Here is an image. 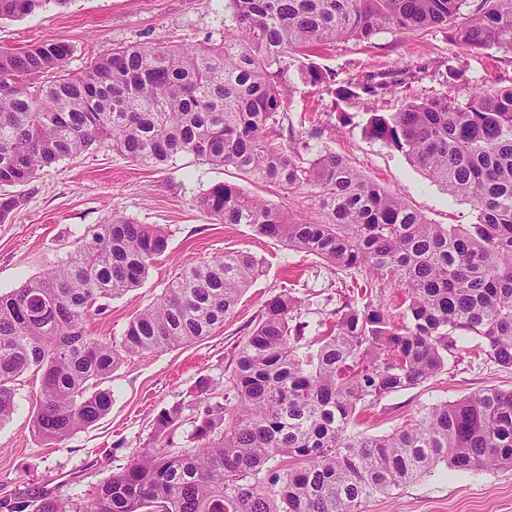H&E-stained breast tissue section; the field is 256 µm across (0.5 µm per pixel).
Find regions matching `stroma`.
<instances>
[{
    "mask_svg": "<svg viewBox=\"0 0 512 512\" xmlns=\"http://www.w3.org/2000/svg\"><path fill=\"white\" fill-rule=\"evenodd\" d=\"M230 22L226 0H68L16 19L0 20V46L17 51L58 39L73 53L72 71L118 47L151 44L199 46L224 37ZM309 63L332 73L337 84L370 73L392 74L393 92L365 96L336 108L325 86L303 80L290 69V96L283 125L290 144L307 160L333 152L368 180L382 186L434 224H470L472 202L449 195L404 153L366 138L362 126L371 110L393 112L406 102L434 96L466 101L477 86L512 84V57L492 50L465 51L449 42L445 29L400 33L380 30L367 40L345 39L312 50ZM460 73L448 77L449 69ZM228 182L299 218L318 222L313 191L283 189L248 180L234 168L209 165L182 155L161 167L141 165L108 148L90 151L40 170L16 187L21 200L13 217L0 223V292L68 261L98 225L119 213L169 233L168 249L145 281L112 300L106 313L91 317L89 332L120 341L137 312L151 304L178 274L201 261L244 251L262 266L234 312L209 336L162 351L135 354L106 380L112 406L96 422L61 442L38 439L32 431L39 382L27 373L15 384V410L0 426V502L17 493H50L84 501L142 449L157 444V416L183 404L192 416L201 378L218 379L242 340L261 318L270 296L288 291L303 301L302 318L330 326L343 295L366 281L364 272H340L316 257L259 238L243 224H217L194 199L214 184ZM445 369L427 383L386 395L357 410L354 432L385 434L422 406L452 402L487 388L512 390V366L488 358L467 336ZM366 512H512V467L456 473L438 467L417 481L376 496Z\"/></svg>",
    "mask_w": 512,
    "mask_h": 512,
    "instance_id": "obj_1",
    "label": "stroma"
}]
</instances>
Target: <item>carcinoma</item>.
<instances>
[{"label":"carcinoma","mask_w":512,"mask_h":512,"mask_svg":"<svg viewBox=\"0 0 512 512\" xmlns=\"http://www.w3.org/2000/svg\"><path fill=\"white\" fill-rule=\"evenodd\" d=\"M228 2L233 25L220 43L118 48L79 72L66 69L65 41L1 47L0 223L20 205L12 188L61 160L108 147L156 167L191 154L247 179L312 188L318 224L229 183L195 204L220 224H244L332 267L393 279L405 292L406 322L396 324L367 283L365 303L344 297L334 329L314 334L301 302L275 294L224 383L198 382L195 448H144L86 502L19 494L3 503L7 512H363L374 496L441 464L457 472L512 466V390L426 405L386 434L351 429L358 406L437 376L464 336L512 366V85L477 88L465 103L413 100L369 113L363 126L473 202L472 224H431L343 157L326 152L304 166L282 142L288 71L309 49L385 27L445 26L461 49L512 55V0ZM42 3L0 0V19ZM301 72L312 85L332 82L310 63ZM392 85L371 74L335 95L344 102ZM167 248L164 228L114 214L65 265L0 293V424L28 371L40 374L35 435L62 441L96 422L112 405L101 384L126 357L209 335L260 265L237 251L192 266L130 319L120 342L91 335L92 312L139 287ZM183 422L176 404L156 429L164 435Z\"/></svg>","instance_id":"cac0c4a2"}]
</instances>
